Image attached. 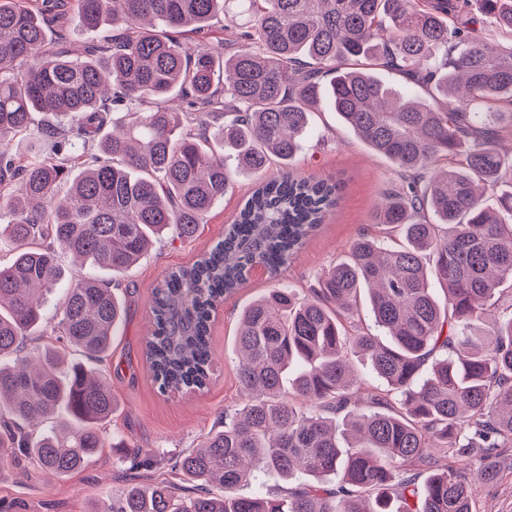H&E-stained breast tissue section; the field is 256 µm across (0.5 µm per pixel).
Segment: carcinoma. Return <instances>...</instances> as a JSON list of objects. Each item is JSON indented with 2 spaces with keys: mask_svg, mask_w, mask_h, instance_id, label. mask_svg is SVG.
<instances>
[{
  "mask_svg": "<svg viewBox=\"0 0 512 512\" xmlns=\"http://www.w3.org/2000/svg\"><path fill=\"white\" fill-rule=\"evenodd\" d=\"M475 2L478 16L463 18ZM37 12L0 0V482L21 460L59 477L103 447L116 403L106 374L63 381L61 349L105 365L125 308L114 284L66 280L57 253L114 274L157 241L190 242L235 173L257 176L224 239L153 289L144 355L164 394L207 387L212 318L262 268L276 279L337 207L341 185L298 179L309 114L322 102L401 186L307 294L271 288L240 314L246 399L164 478L129 469L91 512H473L492 474L427 453L512 447V192L497 194L512 137V0H76L88 55L46 47ZM239 24L237 42L184 50L177 34ZM112 35H100L103 23ZM444 98L432 108L373 70ZM58 120L34 128L33 115ZM277 174L263 177L271 163ZM77 175H72L74 170ZM65 286L47 321L44 296ZM373 326L346 328L360 299ZM382 387L358 378L353 358ZM66 409L72 424L46 426ZM432 470L419 481L411 467ZM256 473L296 487L238 490Z\"/></svg>",
  "mask_w": 512,
  "mask_h": 512,
  "instance_id": "1",
  "label": "carcinoma"
}]
</instances>
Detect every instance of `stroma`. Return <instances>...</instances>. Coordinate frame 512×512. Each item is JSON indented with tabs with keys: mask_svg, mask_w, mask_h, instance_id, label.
<instances>
[{
	"mask_svg": "<svg viewBox=\"0 0 512 512\" xmlns=\"http://www.w3.org/2000/svg\"><path fill=\"white\" fill-rule=\"evenodd\" d=\"M306 138L307 150L294 172L305 178L340 180L342 199L278 280L256 270L243 288L225 297L211 326L216 361L207 388L186 396L165 395L154 384L144 358V342L152 328V291L169 268L191 263L223 238L225 226L252 190L250 176L236 178L232 190L201 224L196 239L158 244L120 276L115 293L126 301L127 315L106 367L118 409L105 446L86 469L66 477L48 476L35 463L21 461L19 480L0 483V503L8 512H86L89 505L111 501L121 464L136 448L147 453L155 475L167 476L179 454L196 447L217 427L221 412H233L239 405L235 336L244 307L277 284L306 292L361 235L380 237L394 247L403 244L399 229L371 221L383 192L400 181L392 162L372 152L336 112L324 106L312 113ZM468 467L492 473L490 480L477 486L475 512H512V447L491 457L474 449Z\"/></svg>",
	"mask_w": 512,
	"mask_h": 512,
	"instance_id": "obj_1",
	"label": "stroma"
}]
</instances>
